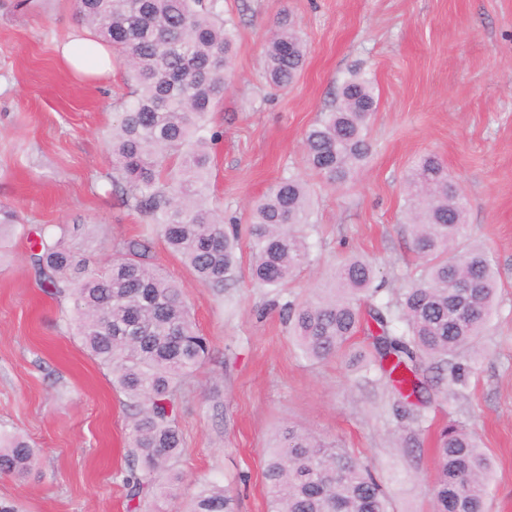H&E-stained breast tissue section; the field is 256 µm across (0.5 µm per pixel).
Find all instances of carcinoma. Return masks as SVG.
Masks as SVG:
<instances>
[{"instance_id": "carcinoma-1", "label": "carcinoma", "mask_w": 512, "mask_h": 512, "mask_svg": "<svg viewBox=\"0 0 512 512\" xmlns=\"http://www.w3.org/2000/svg\"><path fill=\"white\" fill-rule=\"evenodd\" d=\"M76 15L112 46L127 70L130 99L112 124V188L149 232L160 234L204 284L224 289L236 277V218L209 201L211 117L229 86L234 32L220 0H74ZM306 50L283 19L266 51L267 83L291 85ZM377 109L372 82L347 76L336 106L305 132L309 165L329 182L346 181L370 155L369 122ZM409 226L420 276L395 300L373 303L379 292L373 264L350 256L323 288L282 311L303 354L327 360L368 331L379 372L411 407L427 403V373L436 382L483 335L495 306L497 278L487 250L459 246L466 233V200L440 159L420 158L407 180ZM311 190L295 175L282 177L250 211L249 275L263 288L288 286L311 260L303 227L311 220ZM36 235L30 262L45 288L74 298L77 336L112 373L132 409L130 460L123 476L127 512H140L149 493H170L163 481L184 451L176 399L182 382L210 354L182 287L149 260L145 242L131 239L105 264L71 244L64 224L35 229L0 206V242ZM434 512H486L488 454L474 433L446 424L437 437ZM36 462L30 441L0 429V473L23 476ZM269 512H391L369 465L315 435L286 429L270 447L264 469ZM187 512H234L216 481L198 486Z\"/></svg>"}]
</instances>
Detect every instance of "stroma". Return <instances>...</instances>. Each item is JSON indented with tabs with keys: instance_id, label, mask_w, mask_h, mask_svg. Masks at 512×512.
Returning a JSON list of instances; mask_svg holds the SVG:
<instances>
[{
	"instance_id": "obj_1",
	"label": "stroma",
	"mask_w": 512,
	"mask_h": 512,
	"mask_svg": "<svg viewBox=\"0 0 512 512\" xmlns=\"http://www.w3.org/2000/svg\"><path fill=\"white\" fill-rule=\"evenodd\" d=\"M235 25L231 85L212 115L222 136L210 200L248 225L252 201L281 176L313 193L311 261L281 293L304 300L352 254L370 260L380 297L395 298L420 270L404 222L406 176L437 155L467 197L472 243L490 253L499 288L465 380L432 390L423 422L367 372L365 335L337 357L300 351L273 296L249 277V240L225 290L197 280L153 238L151 260L179 283L209 359L183 384L177 421L185 451L170 497L141 512H185L198 483L218 481L235 512H268L263 477L274 436L294 425L367 459L393 512H432L437 430L461 422L492 461L488 512H512V0H222ZM307 47L287 88L265 78L264 47L282 16ZM80 22L73 0H0V204L23 223L77 226L97 261L137 237L139 217L112 194L107 135L128 91L124 71L80 81L55 47ZM373 81L379 107L371 154L354 181L329 186L308 165L306 129L337 102L343 76ZM73 301L42 288L29 244L0 250V425L27 435L38 463L0 474V500L23 512H126L127 397L76 336Z\"/></svg>"
}]
</instances>
